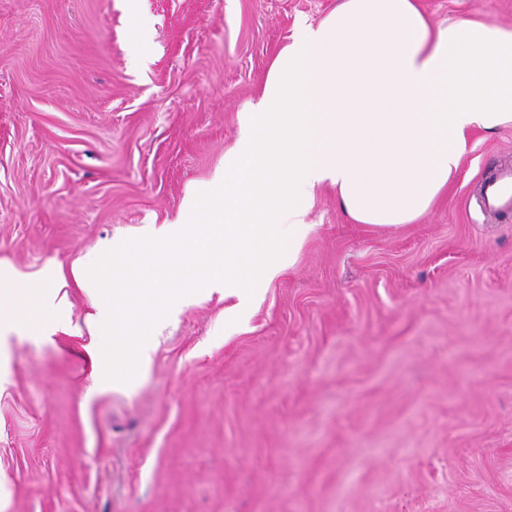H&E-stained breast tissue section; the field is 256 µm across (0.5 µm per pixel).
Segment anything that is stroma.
I'll return each instance as SVG.
<instances>
[{"label": "stroma", "mask_w": 512, "mask_h": 512, "mask_svg": "<svg viewBox=\"0 0 512 512\" xmlns=\"http://www.w3.org/2000/svg\"><path fill=\"white\" fill-rule=\"evenodd\" d=\"M338 0H0V269L145 248L240 136L270 64ZM512 27V0H417ZM430 212L351 221L320 188L250 305L150 309L147 365L99 387L97 310L0 338V512H512V212L477 200L512 125Z\"/></svg>", "instance_id": "obj_1"}]
</instances>
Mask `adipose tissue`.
Wrapping results in <instances>:
<instances>
[{
  "label": "adipose tissue",
  "mask_w": 512,
  "mask_h": 512,
  "mask_svg": "<svg viewBox=\"0 0 512 512\" xmlns=\"http://www.w3.org/2000/svg\"><path fill=\"white\" fill-rule=\"evenodd\" d=\"M237 148L165 222L157 242L190 244L174 272L189 286L248 296L292 265L312 226L317 187L336 189L359 224L399 228L426 214L469 152L472 131L512 124V27L475 19L433 24L416 0H341L298 28L273 61L259 103L242 116ZM237 241L236 256L214 249ZM115 250L75 270L115 342L93 347L103 383L148 357V321L134 313L170 297L159 288L101 289ZM50 282L13 284L0 274V330L57 329L65 309Z\"/></svg>",
  "instance_id": "adipose-tissue-1"
}]
</instances>
